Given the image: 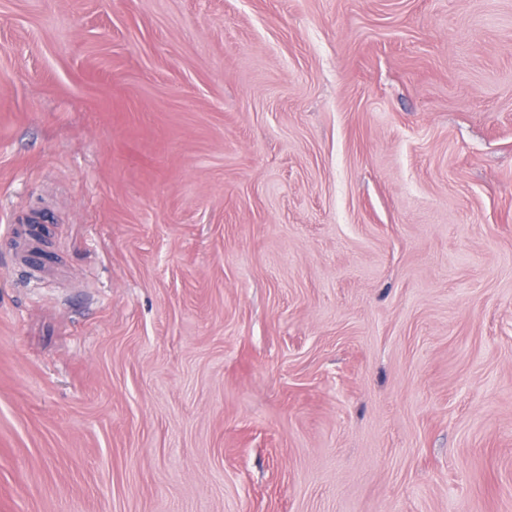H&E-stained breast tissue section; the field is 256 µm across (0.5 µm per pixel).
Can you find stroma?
Instances as JSON below:
<instances>
[{
	"label": "stroma",
	"instance_id": "35a3bbf8",
	"mask_svg": "<svg viewBox=\"0 0 512 512\" xmlns=\"http://www.w3.org/2000/svg\"><path fill=\"white\" fill-rule=\"evenodd\" d=\"M0 512H512V0H0Z\"/></svg>",
	"mask_w": 512,
	"mask_h": 512
}]
</instances>
